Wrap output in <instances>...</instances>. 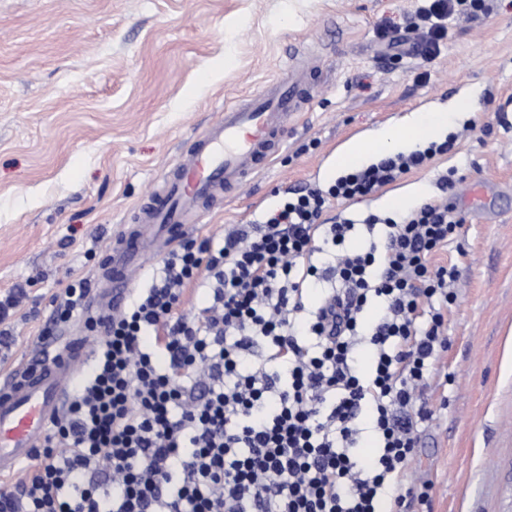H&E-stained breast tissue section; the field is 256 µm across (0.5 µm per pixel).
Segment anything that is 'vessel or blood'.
I'll list each match as a JSON object with an SVG mask.
<instances>
[{
	"mask_svg": "<svg viewBox=\"0 0 512 512\" xmlns=\"http://www.w3.org/2000/svg\"><path fill=\"white\" fill-rule=\"evenodd\" d=\"M301 100L297 80L284 72L259 94L225 108L116 235L110 267L93 279L91 310L102 316L117 312L145 256L167 252L186 224L201 217V203L216 202L222 187H242L258 165L269 163ZM87 357L81 337L58 336L44 344L38 362L0 379V474L16 472L41 447Z\"/></svg>",
	"mask_w": 512,
	"mask_h": 512,
	"instance_id": "b4317fda",
	"label": "vessel or blood"
}]
</instances>
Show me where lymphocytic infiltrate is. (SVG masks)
Masks as SVG:
<instances>
[{
	"mask_svg": "<svg viewBox=\"0 0 512 512\" xmlns=\"http://www.w3.org/2000/svg\"><path fill=\"white\" fill-rule=\"evenodd\" d=\"M462 4L422 0L429 54ZM447 149L384 157L328 190L298 191L220 244L166 253L103 322L90 367L25 480L0 491V512H382L390 489L395 507L425 503L431 484L403 477L432 417L420 391L449 348L456 272L438 255L461 222L430 202L399 220L320 218L331 201L363 199ZM361 224L383 225V237L350 248ZM313 281L324 296L309 309ZM190 286L209 294L191 317L181 310ZM362 345L373 352L367 375ZM366 407L377 446L364 458Z\"/></svg>",
	"mask_w": 512,
	"mask_h": 512,
	"instance_id": "obj_1",
	"label": "lymphocytic infiltrate"
}]
</instances>
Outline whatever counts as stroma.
Here are the masks:
<instances>
[{"instance_id": "1", "label": "stroma", "mask_w": 512, "mask_h": 512, "mask_svg": "<svg viewBox=\"0 0 512 512\" xmlns=\"http://www.w3.org/2000/svg\"><path fill=\"white\" fill-rule=\"evenodd\" d=\"M418 0H0V295L22 289L16 338L0 369L29 364L53 299L93 279L121 224L226 106L262 91L287 53L307 50L314 98L285 146L244 192L193 224L222 238L301 188L328 189L325 166L366 136L461 91L481 110L451 147L334 223L385 216L383 199L426 184L463 226L440 258L456 268L451 347L422 391L407 480L432 482L404 512H512V0H484L452 20L435 58L414 45ZM403 39L387 50L388 25Z\"/></svg>"}]
</instances>
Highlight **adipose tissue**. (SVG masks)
Returning <instances> with one entry per match:
<instances>
[{"label": "adipose tissue", "instance_id": "adipose-tissue-1", "mask_svg": "<svg viewBox=\"0 0 512 512\" xmlns=\"http://www.w3.org/2000/svg\"><path fill=\"white\" fill-rule=\"evenodd\" d=\"M479 107L478 97L465 93L454 98L447 111L413 113L369 137L351 139L337 150L329 169L336 173L346 171L394 151L412 150L420 144L441 140L451 128L453 118L474 113Z\"/></svg>", "mask_w": 512, "mask_h": 512}]
</instances>
